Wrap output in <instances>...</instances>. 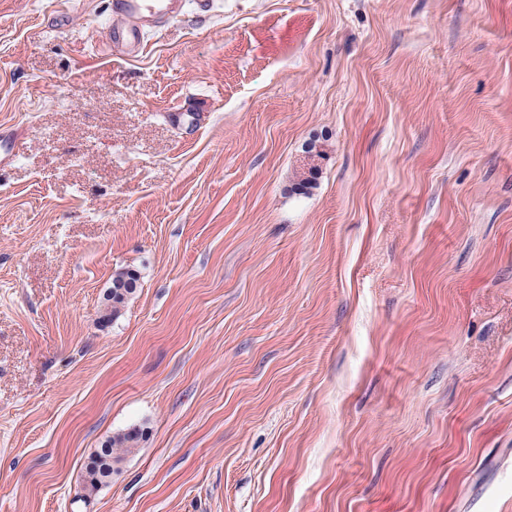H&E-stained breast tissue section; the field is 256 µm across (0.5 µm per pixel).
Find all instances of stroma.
<instances>
[{"label":"stroma","mask_w":512,"mask_h":512,"mask_svg":"<svg viewBox=\"0 0 512 512\" xmlns=\"http://www.w3.org/2000/svg\"><path fill=\"white\" fill-rule=\"evenodd\" d=\"M107 8L0 0V512H512V0ZM187 0H109L108 22L101 34L111 51L135 57L147 29L181 19ZM138 287L137 274L131 270L118 272L112 279V289L105 296L106 308L112 318L118 316L127 300ZM139 433L136 430L117 435L86 464L84 496H91L97 489L120 471L126 456L137 450Z\"/></svg>","instance_id":"35a3bbf8"}]
</instances>
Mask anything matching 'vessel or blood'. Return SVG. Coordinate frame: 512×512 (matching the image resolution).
<instances>
[{
	"label": "vessel or blood",
	"mask_w": 512,
	"mask_h": 512,
	"mask_svg": "<svg viewBox=\"0 0 512 512\" xmlns=\"http://www.w3.org/2000/svg\"><path fill=\"white\" fill-rule=\"evenodd\" d=\"M186 7L187 0H109L102 36L111 50L136 56L147 30L181 19Z\"/></svg>",
	"instance_id": "vessel-or-blood-1"
}]
</instances>
